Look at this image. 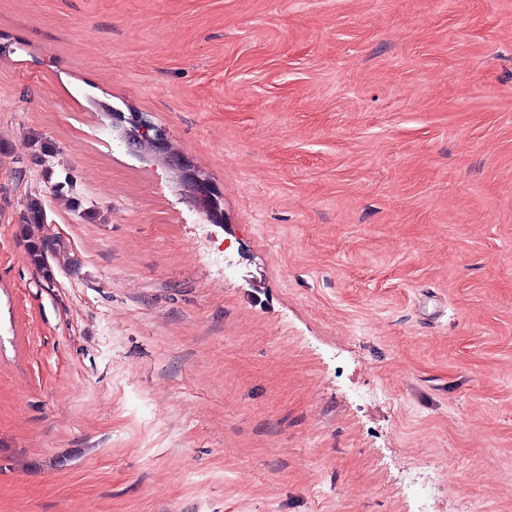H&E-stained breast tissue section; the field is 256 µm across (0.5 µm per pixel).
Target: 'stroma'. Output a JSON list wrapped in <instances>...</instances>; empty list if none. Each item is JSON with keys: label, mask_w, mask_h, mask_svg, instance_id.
Wrapping results in <instances>:
<instances>
[{"label": "stroma", "mask_w": 512, "mask_h": 512, "mask_svg": "<svg viewBox=\"0 0 512 512\" xmlns=\"http://www.w3.org/2000/svg\"><path fill=\"white\" fill-rule=\"evenodd\" d=\"M0 512H512V0H0ZM112 127L117 131V138L126 147V149L137 156L147 153H167V137L162 129L152 123L147 122L142 116L134 115L130 118L112 114ZM130 123L135 132L129 134L124 123ZM25 224L23 229L25 232L30 230V227H41L47 222V214L45 209V202L41 199L29 198L25 202ZM28 252L32 264L42 273V276L47 283L51 285L53 283V274L50 267L47 264V253L51 249L50 241L45 237H34V235H28Z\"/></svg>", "instance_id": "obj_1"}]
</instances>
